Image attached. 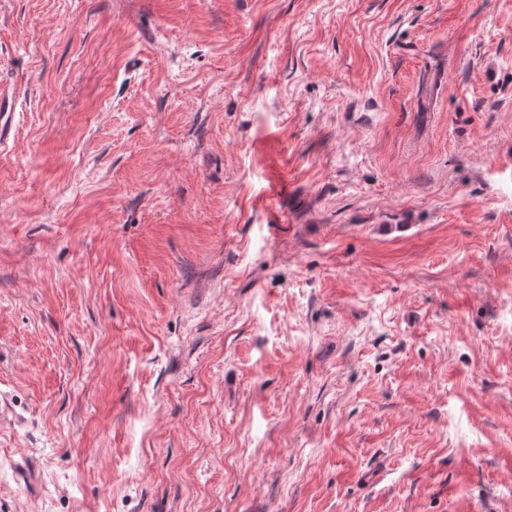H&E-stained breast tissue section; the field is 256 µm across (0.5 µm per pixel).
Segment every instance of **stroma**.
Listing matches in <instances>:
<instances>
[{
    "mask_svg": "<svg viewBox=\"0 0 512 512\" xmlns=\"http://www.w3.org/2000/svg\"><path fill=\"white\" fill-rule=\"evenodd\" d=\"M0 512H512V0H0Z\"/></svg>",
    "mask_w": 512,
    "mask_h": 512,
    "instance_id": "35a3bbf8",
    "label": "stroma"
}]
</instances>
